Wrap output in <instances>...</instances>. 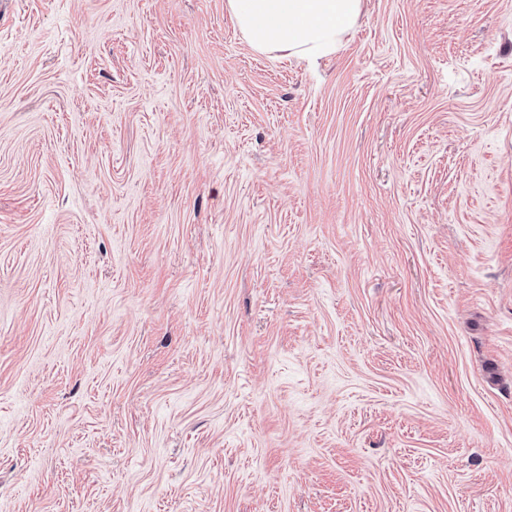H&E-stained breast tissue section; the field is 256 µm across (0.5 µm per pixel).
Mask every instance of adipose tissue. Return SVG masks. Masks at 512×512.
I'll list each match as a JSON object with an SVG mask.
<instances>
[{
	"mask_svg": "<svg viewBox=\"0 0 512 512\" xmlns=\"http://www.w3.org/2000/svg\"><path fill=\"white\" fill-rule=\"evenodd\" d=\"M363 0H225L247 45L278 58L331 53L357 23Z\"/></svg>",
	"mask_w": 512,
	"mask_h": 512,
	"instance_id": "ef3b65f1",
	"label": "adipose tissue"
}]
</instances>
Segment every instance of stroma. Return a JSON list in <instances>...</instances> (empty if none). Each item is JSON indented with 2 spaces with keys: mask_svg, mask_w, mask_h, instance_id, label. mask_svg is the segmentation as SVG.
Masks as SVG:
<instances>
[{
  "mask_svg": "<svg viewBox=\"0 0 512 512\" xmlns=\"http://www.w3.org/2000/svg\"><path fill=\"white\" fill-rule=\"evenodd\" d=\"M0 512H512V0H0ZM362 0H225L247 45L278 58L314 60L331 53L357 23Z\"/></svg>",
  "mask_w": 512,
  "mask_h": 512,
  "instance_id": "1",
  "label": "stroma"
}]
</instances>
